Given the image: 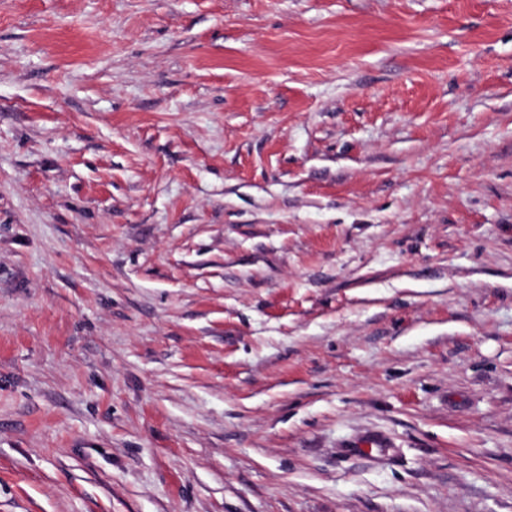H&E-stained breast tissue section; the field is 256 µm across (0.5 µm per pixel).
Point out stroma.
Returning a JSON list of instances; mask_svg holds the SVG:
<instances>
[{
	"instance_id": "1",
	"label": "stroma",
	"mask_w": 512,
	"mask_h": 512,
	"mask_svg": "<svg viewBox=\"0 0 512 512\" xmlns=\"http://www.w3.org/2000/svg\"><path fill=\"white\" fill-rule=\"evenodd\" d=\"M0 512H512V0H0Z\"/></svg>"
}]
</instances>
